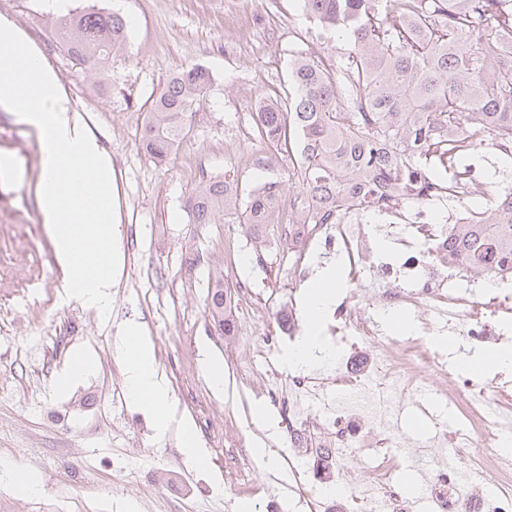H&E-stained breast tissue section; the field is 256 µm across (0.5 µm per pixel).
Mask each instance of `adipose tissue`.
I'll use <instances>...</instances> for the list:
<instances>
[{
	"instance_id": "adipose-tissue-1",
	"label": "adipose tissue",
	"mask_w": 512,
	"mask_h": 512,
	"mask_svg": "<svg viewBox=\"0 0 512 512\" xmlns=\"http://www.w3.org/2000/svg\"><path fill=\"white\" fill-rule=\"evenodd\" d=\"M0 110L14 113L40 137L39 208L56 259L65 271L66 297L78 298L99 315H107L112 308V287L122 269L112 159L58 72L4 15H0ZM345 286L340 264L317 270L305 297L308 334L286 354L288 366L311 361L320 346L324 316ZM115 346L124 363L130 397L151 409L158 429H165L173 402L151 340L130 324Z\"/></svg>"
}]
</instances>
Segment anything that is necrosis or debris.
<instances>
[{"label": "necrosis or debris", "instance_id": "4bbe7bcc", "mask_svg": "<svg viewBox=\"0 0 512 512\" xmlns=\"http://www.w3.org/2000/svg\"><path fill=\"white\" fill-rule=\"evenodd\" d=\"M476 194L475 177L466 172L423 207L407 210L398 201L378 210L340 207L331 224L275 227L277 242L297 254L290 287L308 279L311 261L333 255L351 283L372 290L377 309L414 317V337L402 339L353 300L340 302L332 318L348 347L332 377L297 372L285 378L239 363L243 378L262 379L265 396L287 421L284 460L308 512H416L421 500L427 512H512V452L497 446L500 432L512 428V384L490 387L463 368L433 379L434 357L423 342L449 330L475 348L512 334V262L489 261L483 289L470 267L448 260L450 228L474 223ZM380 233L403 246L400 262L383 260L375 243ZM424 393L435 395L455 420H435L428 445L446 454L415 497L395 477V459L413 458L415 451L391 416L396 402ZM320 448L332 454L318 482L347 488L342 498L308 490L305 461ZM363 448L372 450L373 461L359 473L351 460ZM490 476L492 492L484 489Z\"/></svg>", "mask_w": 512, "mask_h": 512}]
</instances>
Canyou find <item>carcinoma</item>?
I'll return each instance as SVG.
<instances>
[{
    "mask_svg": "<svg viewBox=\"0 0 512 512\" xmlns=\"http://www.w3.org/2000/svg\"><path fill=\"white\" fill-rule=\"evenodd\" d=\"M307 18L344 38L346 56L332 69L316 56L289 64L282 103L255 112L270 157L288 156V178L270 179L242 198L239 180L205 178L187 196L194 224L281 223L279 200L291 198L327 222L336 206L365 208L393 198L422 201L431 175L451 183L468 147L495 149L512 139V0H298ZM57 47L79 64L104 70L125 48V19L104 7L54 21ZM345 79L352 95L340 99ZM211 82L201 66L174 73L145 112L139 145L163 162L186 135L185 116ZM477 224H456L448 260L482 269L483 260L512 255V199L483 205ZM224 283L207 296L211 321L224 330Z\"/></svg>",
    "mask_w": 512,
    "mask_h": 512,
    "instance_id": "1",
    "label": "carcinoma"
}]
</instances>
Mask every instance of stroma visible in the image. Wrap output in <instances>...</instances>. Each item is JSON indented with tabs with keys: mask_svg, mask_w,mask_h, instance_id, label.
I'll use <instances>...</instances> for the list:
<instances>
[{
	"mask_svg": "<svg viewBox=\"0 0 512 512\" xmlns=\"http://www.w3.org/2000/svg\"><path fill=\"white\" fill-rule=\"evenodd\" d=\"M118 7L128 24L126 49L108 70L73 65L51 34L54 12L43 0H0L8 16L57 69L86 112L93 133L112 158L124 264L112 289V311L99 316L80 300L64 299L65 274L43 224L36 193L38 134L0 111V154L15 160L19 179L0 181V512H306L295 493L261 494L287 480L281 453L286 426L260 385H245L236 365L234 334L221 333L206 312L208 291L223 281L226 316L246 310L302 312L303 289L289 288L296 255L258 249L237 225L195 224L185 200L201 177L239 178L244 189L288 170L287 161L256 162L252 136L259 98L285 96L293 55L335 63L348 43L311 26L297 0H71V8ZM306 39L297 40V31ZM207 68L213 82L185 117L187 134L163 163L140 149L147 103L173 72ZM235 239L232 267L220 249ZM253 293L240 299L238 281ZM140 325L151 339L179 415L188 419L208 452L204 468L189 466L181 432L158 436L151 412L128 397L115 340ZM90 370L69 386L57 380L80 351ZM223 363L227 393L215 392L204 373ZM263 407L266 417L256 420ZM270 448L231 461L238 436ZM39 478L37 491H14L8 469ZM149 485L152 498L128 484Z\"/></svg>",
	"mask_w": 512,
	"mask_h": 512,
	"instance_id": "1",
	"label": "stroma"
}]
</instances>
